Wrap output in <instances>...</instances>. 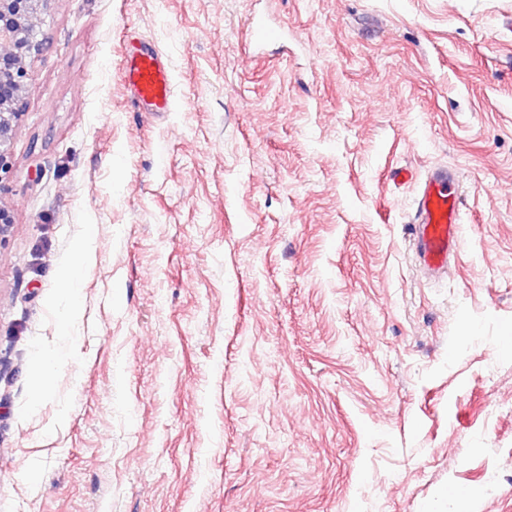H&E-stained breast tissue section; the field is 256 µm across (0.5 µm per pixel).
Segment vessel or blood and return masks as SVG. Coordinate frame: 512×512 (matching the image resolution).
Listing matches in <instances>:
<instances>
[{"label": "vessel or blood", "mask_w": 512, "mask_h": 512, "mask_svg": "<svg viewBox=\"0 0 512 512\" xmlns=\"http://www.w3.org/2000/svg\"><path fill=\"white\" fill-rule=\"evenodd\" d=\"M125 88L147 112L170 111L173 77L164 54L145 44L128 50L123 63ZM397 183L414 182L417 187L409 237L414 262L425 279L447 277L464 248L463 202L456 169L434 165L421 176L406 168L395 169Z\"/></svg>", "instance_id": "vessel-or-blood-1"}]
</instances>
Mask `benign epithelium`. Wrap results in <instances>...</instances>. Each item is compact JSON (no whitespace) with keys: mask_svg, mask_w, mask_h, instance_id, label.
<instances>
[{"mask_svg":"<svg viewBox=\"0 0 512 512\" xmlns=\"http://www.w3.org/2000/svg\"><path fill=\"white\" fill-rule=\"evenodd\" d=\"M49 0H0V172L9 169L14 122L29 91L26 59L34 28Z\"/></svg>","mask_w":512,"mask_h":512,"instance_id":"7a95c632","label":"benign epithelium"}]
</instances>
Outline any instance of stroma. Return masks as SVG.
I'll return each mask as SVG.
<instances>
[{
    "label": "stroma",
    "instance_id": "35a3bbf8",
    "mask_svg": "<svg viewBox=\"0 0 512 512\" xmlns=\"http://www.w3.org/2000/svg\"><path fill=\"white\" fill-rule=\"evenodd\" d=\"M509 15L51 0L0 175V512H512ZM140 37L172 70L159 116L124 86ZM436 164L465 251L430 282L390 174ZM70 335V332H64L63 336H61L62 344L51 350L36 354V362L43 376L40 396L48 393L52 389L56 367L63 363L69 356L67 343L72 337Z\"/></svg>",
    "mask_w": 512,
    "mask_h": 512
}]
</instances>
